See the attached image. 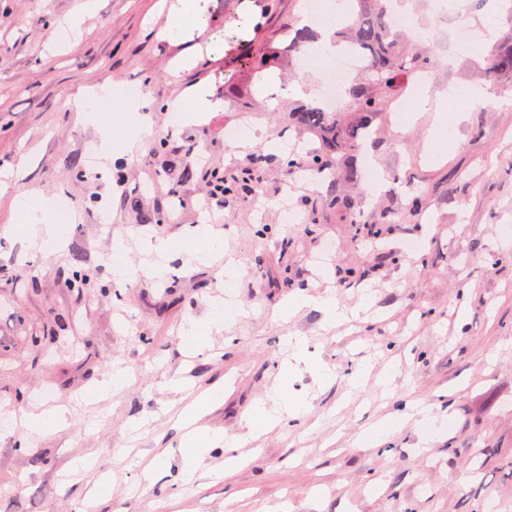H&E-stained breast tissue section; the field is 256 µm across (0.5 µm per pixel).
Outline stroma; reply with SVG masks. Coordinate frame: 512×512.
Wrapping results in <instances>:
<instances>
[{"mask_svg": "<svg viewBox=\"0 0 512 512\" xmlns=\"http://www.w3.org/2000/svg\"><path fill=\"white\" fill-rule=\"evenodd\" d=\"M81 0H0V512H83L99 481L107 488L92 512H512V470L490 449L512 452V93L470 99L456 125L457 145L429 153L434 115L389 128L370 155L384 180L379 194H352L360 220L324 204L322 178L283 182L285 142L299 156L309 138L278 123L287 99L267 90L295 81L317 85V68L281 58L248 76L252 115L224 90V59L240 52L239 22L261 18L280 30L305 0H197L205 28L161 36L177 0H97L81 32L65 22ZM443 60L428 80L432 98L449 88H490L483 58L448 48L451 17L416 8ZM194 52L193 66L176 61ZM142 86L153 132L133 147L115 142L108 158L93 147L105 133L98 113L78 106L86 88ZM206 86L215 103L203 124L171 129L172 105ZM249 120L256 136L241 147L226 127ZM287 152V153H288ZM192 177H185L184 166ZM231 182L223 201L208 194L213 174ZM421 210L405 205L417 190ZM61 197L62 247L29 248L14 208L17 196ZM401 213L381 224V209ZM159 221L144 223L146 214ZM292 221H285V214ZM221 242L224 261L202 265L193 253L205 236ZM126 246L125 274H115V239ZM178 243L163 279L141 275L146 240ZM409 241L417 250H406ZM88 287L66 282L75 268ZM233 281L224 292L223 268ZM333 293L358 310L336 328L310 306L290 316L289 298ZM232 295L236 310L201 343L184 328L215 317ZM63 322L58 342L26 337ZM307 337L313 365L294 367L288 385L303 407L261 437L247 420L258 402L281 408L275 388L287 339ZM124 368L121 391L88 403L84 396ZM335 371L321 384L316 366ZM222 386L224 396L199 421L223 432L186 469L179 447L182 410ZM25 407L15 410L16 396ZM446 428L432 433L408 419L394 434L372 432L413 404ZM63 405L67 420L37 436L28 413ZM242 457L233 472L224 459ZM88 463L71 473L74 459Z\"/></svg>", "mask_w": 512, "mask_h": 512, "instance_id": "1", "label": "stroma"}]
</instances>
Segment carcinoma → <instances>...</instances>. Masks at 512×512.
I'll return each instance as SVG.
<instances>
[{
    "mask_svg": "<svg viewBox=\"0 0 512 512\" xmlns=\"http://www.w3.org/2000/svg\"><path fill=\"white\" fill-rule=\"evenodd\" d=\"M352 10L343 29L335 34L340 41L354 44L366 57L360 75L345 86V104L337 112H326L317 105L298 104L288 112V125L300 134L315 133L319 138L316 153L307 167L317 174L336 175L329 183V202L339 210L351 207V198L340 190L355 185L360 178L358 156L369 144L375 121L388 117L407 84L417 74H431L434 58L421 45L410 43L404 35L391 31L390 0H351ZM288 50L298 52L308 44L312 33L288 28ZM487 72L512 92V14L508 29L501 32L487 53Z\"/></svg>",
    "mask_w": 512,
    "mask_h": 512,
    "instance_id": "carcinoma-1",
    "label": "carcinoma"
}]
</instances>
